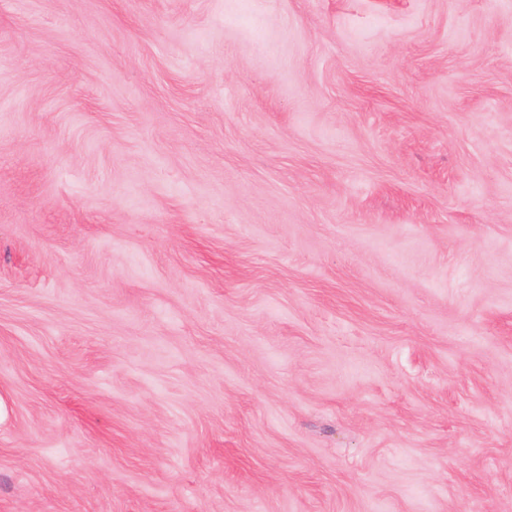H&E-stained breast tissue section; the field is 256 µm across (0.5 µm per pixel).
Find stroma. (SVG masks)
<instances>
[{"mask_svg": "<svg viewBox=\"0 0 512 512\" xmlns=\"http://www.w3.org/2000/svg\"><path fill=\"white\" fill-rule=\"evenodd\" d=\"M0 512H512V0H0Z\"/></svg>", "mask_w": 512, "mask_h": 512, "instance_id": "35a3bbf8", "label": "stroma"}]
</instances>
